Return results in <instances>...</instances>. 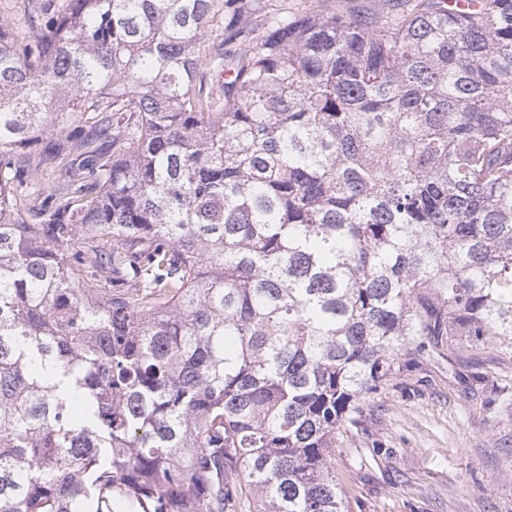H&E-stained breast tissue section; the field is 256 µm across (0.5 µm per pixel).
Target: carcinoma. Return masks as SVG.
<instances>
[{"instance_id":"carcinoma-1","label":"carcinoma","mask_w":512,"mask_h":512,"mask_svg":"<svg viewBox=\"0 0 512 512\" xmlns=\"http://www.w3.org/2000/svg\"><path fill=\"white\" fill-rule=\"evenodd\" d=\"M308 2L0 23V512H343L410 345L512 356V0Z\"/></svg>"}]
</instances>
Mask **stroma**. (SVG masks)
<instances>
[{
  "mask_svg": "<svg viewBox=\"0 0 512 512\" xmlns=\"http://www.w3.org/2000/svg\"><path fill=\"white\" fill-rule=\"evenodd\" d=\"M336 437L344 512H512V360L414 349Z\"/></svg>",
  "mask_w": 512,
  "mask_h": 512,
  "instance_id": "obj_1",
  "label": "stroma"
}]
</instances>
